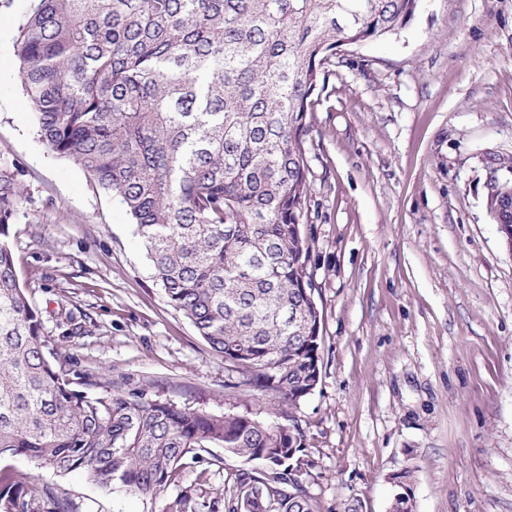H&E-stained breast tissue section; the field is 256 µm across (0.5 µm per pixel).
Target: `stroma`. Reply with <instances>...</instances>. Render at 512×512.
<instances>
[{
    "mask_svg": "<svg viewBox=\"0 0 512 512\" xmlns=\"http://www.w3.org/2000/svg\"><path fill=\"white\" fill-rule=\"evenodd\" d=\"M26 7H0V170L21 191L8 241L49 350L100 387L266 417L168 304L120 201L40 140L14 50ZM313 99L301 231L322 344L297 411L306 490L318 512H389L405 472L412 512H512V249L485 189L512 156V0H419L402 30L341 47ZM197 455L153 497L23 456L0 472L81 512H163L239 467Z\"/></svg>",
    "mask_w": 512,
    "mask_h": 512,
    "instance_id": "stroma-1",
    "label": "stroma"
}]
</instances>
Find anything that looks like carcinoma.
Masks as SVG:
<instances>
[{"label": "carcinoma", "mask_w": 512, "mask_h": 512, "mask_svg": "<svg viewBox=\"0 0 512 512\" xmlns=\"http://www.w3.org/2000/svg\"><path fill=\"white\" fill-rule=\"evenodd\" d=\"M419 0H28L15 53L41 141L120 199L171 306L268 418L90 394L46 352L16 275L20 189L0 171V459L25 456L155 496L222 448L231 491L182 492L164 512H317L295 409L320 376L308 272L307 112L336 49L405 28ZM487 207L512 229V158ZM0 512H79L50 485L0 477Z\"/></svg>", "instance_id": "carcinoma-1"}]
</instances>
